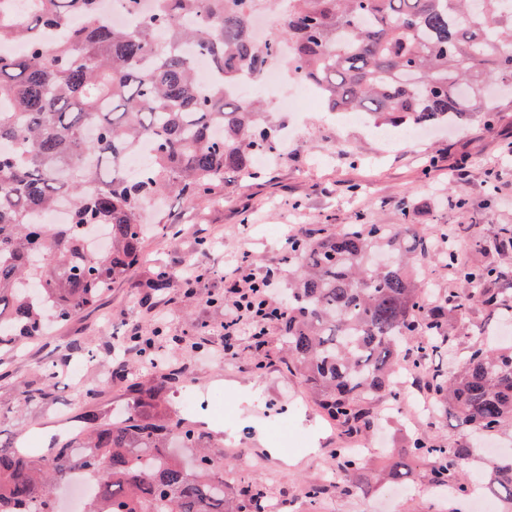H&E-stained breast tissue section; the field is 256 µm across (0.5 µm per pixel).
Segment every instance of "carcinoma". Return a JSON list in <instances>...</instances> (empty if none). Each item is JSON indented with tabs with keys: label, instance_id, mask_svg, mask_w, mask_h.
Returning <instances> with one entry per match:
<instances>
[{
	"label": "carcinoma",
	"instance_id": "obj_1",
	"mask_svg": "<svg viewBox=\"0 0 512 512\" xmlns=\"http://www.w3.org/2000/svg\"><path fill=\"white\" fill-rule=\"evenodd\" d=\"M0 0V352L42 334L47 320L67 321L95 305L139 261L148 202L178 194L190 202L224 198L229 174H255V157L280 154L262 101L235 93L280 62L314 85L331 112H362L377 128L431 126L482 117L493 123L512 85V0H261L272 15L268 39L252 35V0H153L133 28L115 26L101 0H31L13 14ZM188 45L210 58L203 88ZM148 145L137 174L127 158ZM66 207L64 224L38 213ZM457 231L414 224H346L288 243L293 273L275 323L288 368L320 409L350 434L374 427V403L392 406L405 392L401 363L416 364L431 410L452 411L488 436L512 427V348L482 328L460 357L451 318L476 306L496 312L504 272L459 259ZM432 258L458 287L426 291L415 266ZM452 360L450 370L433 360ZM122 421L88 419L79 447L32 456L0 443V512H58L53 486L73 472L106 482L82 512H267L265 486L224 483V453L177 414L158 410L161 387L136 388ZM198 449L185 465L169 439ZM467 442L442 447L406 439L387 472L393 483L407 461L430 463L428 483L469 495ZM344 492L367 493L362 465L335 452ZM488 491L512 503V459L492 465Z\"/></svg>",
	"mask_w": 512,
	"mask_h": 512
}]
</instances>
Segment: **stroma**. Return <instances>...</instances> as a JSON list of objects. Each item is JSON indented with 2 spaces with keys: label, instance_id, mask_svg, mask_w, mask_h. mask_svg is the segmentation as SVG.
<instances>
[{
  "label": "stroma",
  "instance_id": "obj_1",
  "mask_svg": "<svg viewBox=\"0 0 512 512\" xmlns=\"http://www.w3.org/2000/svg\"><path fill=\"white\" fill-rule=\"evenodd\" d=\"M345 151H337V142ZM512 150V106L493 125L480 119L464 122L462 130L434 132L423 142L391 141L373 135L368 124H348L317 107L306 115L304 135L289 142L288 155L265 166L262 178L237 179L227 187L223 201L195 204L170 197L164 227L147 239L143 257L128 277L112 286L98 303L71 320L49 326L45 336L28 343L17 354L0 353V441L16 440L32 429L42 433V451L52 438L83 423L88 415L109 420L129 413L134 385L161 386V402L177 411L176 397L185 378L199 391L219 386L246 405L251 439L236 458L245 478H258L274 492L286 493L288 512H445L433 497L426 469L413 463L407 484L384 480L391 463L402 456L404 437L411 432L448 446L472 439L454 415L394 418L354 439L341 429L325 430L309 404H296L302 393L298 378L283 361L281 332L270 327L264 368H256L249 339H241L236 358L222 355L224 344V269L248 255L252 268H278L280 278L270 298L282 306L288 289V237L302 230L319 236L346 224H398L402 219L424 229L441 225H469L471 234L488 243L479 253L461 249L464 260H492L512 274V249L492 250L500 227L512 225V164L503 159ZM467 158L464 175L455 164ZM499 176H491L494 165ZM164 269H199L203 278L192 296L177 287L151 291L149 281ZM151 344V355L166 357L163 369L140 364L136 354L116 361L113 348L122 346L131 331ZM55 365L59 377L46 382L42 372ZM80 373H73V366ZM97 386L94 406H87L88 386ZM34 400L17 405L19 392ZM289 403L288 444L300 448L298 460L283 462L278 442L269 430L278 416L266 415L268 406ZM353 444L364 459L370 493L334 492L321 503L305 497L309 483L325 482L335 458L333 449Z\"/></svg>",
  "mask_w": 512,
  "mask_h": 512
}]
</instances>
